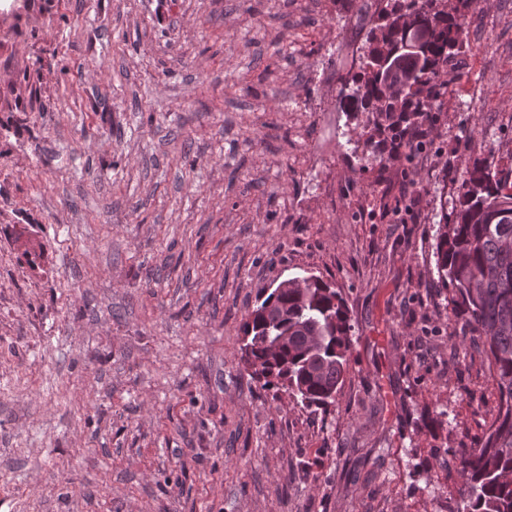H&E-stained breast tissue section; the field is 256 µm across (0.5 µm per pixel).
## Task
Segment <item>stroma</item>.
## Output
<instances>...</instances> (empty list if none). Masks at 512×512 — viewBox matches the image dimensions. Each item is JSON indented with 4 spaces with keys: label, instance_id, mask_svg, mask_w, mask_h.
Listing matches in <instances>:
<instances>
[{
    "label": "stroma",
    "instance_id": "35a3bbf8",
    "mask_svg": "<svg viewBox=\"0 0 512 512\" xmlns=\"http://www.w3.org/2000/svg\"><path fill=\"white\" fill-rule=\"evenodd\" d=\"M363 2L0 0V512H457L499 393L435 244L474 159L512 168V0L385 160L339 107ZM310 275L352 325L317 412L242 332Z\"/></svg>",
    "mask_w": 512,
    "mask_h": 512
}]
</instances>
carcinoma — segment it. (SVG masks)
I'll use <instances>...</instances> for the list:
<instances>
[{
	"label": "carcinoma",
	"instance_id": "cac0c4a2",
	"mask_svg": "<svg viewBox=\"0 0 512 512\" xmlns=\"http://www.w3.org/2000/svg\"><path fill=\"white\" fill-rule=\"evenodd\" d=\"M474 4L459 0L451 13L447 0H388L368 31L360 72L346 80L342 111L373 113L385 141L429 121L413 106L426 93L435 101L452 93L457 75L450 68L443 80L440 69L464 53V10ZM411 37L421 40L416 51L404 48ZM444 220L435 246L438 274L454 288L463 333L483 340L500 394L484 438L458 457L459 512H512V169H500L491 153L475 160ZM350 331L342 298L323 281L275 288L243 324L252 375L308 409L323 408L344 382ZM284 334L288 341L275 345Z\"/></svg>",
	"mask_w": 512,
	"mask_h": 512
}]
</instances>
